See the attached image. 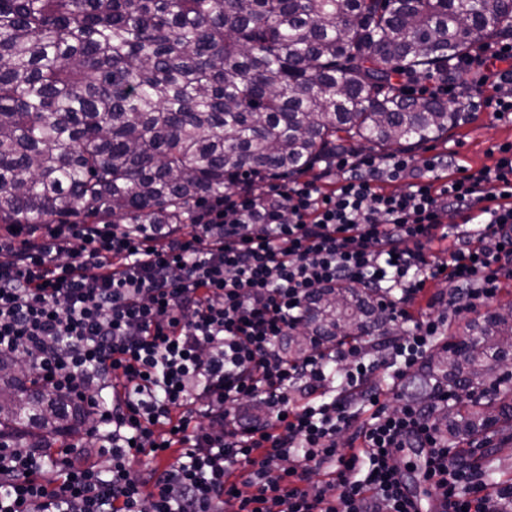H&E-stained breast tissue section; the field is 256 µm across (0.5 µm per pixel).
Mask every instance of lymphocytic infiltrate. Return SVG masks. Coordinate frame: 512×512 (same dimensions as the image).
<instances>
[{
	"label": "lymphocytic infiltrate",
	"mask_w": 512,
	"mask_h": 512,
	"mask_svg": "<svg viewBox=\"0 0 512 512\" xmlns=\"http://www.w3.org/2000/svg\"><path fill=\"white\" fill-rule=\"evenodd\" d=\"M512 116V49L459 61ZM493 166L455 154L339 153L320 178L247 187L178 224H20L0 232V354L89 403L95 461L58 475L46 448H0V512H408L395 456L424 452L439 512H502L452 454L437 411L448 391L395 408L364 380L357 342H285L314 291L353 282L408 321L391 344L405 379L442 336V306L497 296L512 278V142ZM405 181L401 191L391 190ZM478 226L455 232L446 217ZM455 236L447 254L432 245ZM448 293L411 309L430 281ZM343 377L347 390L325 389ZM376 404L358 421L354 401ZM150 458L144 475L134 463Z\"/></svg>",
	"instance_id": "obj_1"
}]
</instances>
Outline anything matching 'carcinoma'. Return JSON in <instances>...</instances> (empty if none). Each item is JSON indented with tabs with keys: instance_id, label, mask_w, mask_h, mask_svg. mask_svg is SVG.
Here are the masks:
<instances>
[{
	"instance_id": "obj_1",
	"label": "carcinoma",
	"mask_w": 512,
	"mask_h": 512,
	"mask_svg": "<svg viewBox=\"0 0 512 512\" xmlns=\"http://www.w3.org/2000/svg\"><path fill=\"white\" fill-rule=\"evenodd\" d=\"M512 36V0H0V224H188L257 177L337 149L415 150L468 122L401 77ZM509 313H504V310ZM423 363L453 388L451 446L512 430V304ZM353 283L319 290L288 354L388 336ZM90 412L0 356V444L51 448Z\"/></svg>"
}]
</instances>
